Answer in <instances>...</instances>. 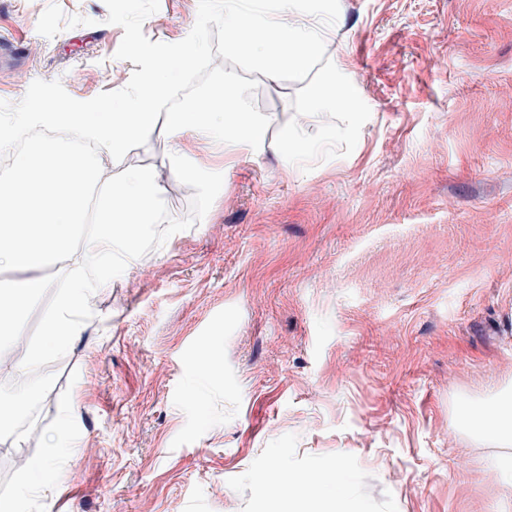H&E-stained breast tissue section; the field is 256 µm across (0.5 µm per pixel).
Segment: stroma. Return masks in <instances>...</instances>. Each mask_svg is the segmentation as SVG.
<instances>
[{"label": "stroma", "mask_w": 512, "mask_h": 512, "mask_svg": "<svg viewBox=\"0 0 512 512\" xmlns=\"http://www.w3.org/2000/svg\"><path fill=\"white\" fill-rule=\"evenodd\" d=\"M198 0H160L144 34L175 43ZM103 0H0V39L25 36L0 79L18 103L37 79L80 101L123 88V28ZM343 61L356 121L314 125L312 161L278 146L322 71ZM266 150L178 198L170 155L135 149L169 189L127 274L96 289L83 341L43 361L37 415L0 435V461L43 453L64 407L78 445L51 502L0 475L19 512H268L272 461L341 458L350 512H512L489 468L504 446L459 409L512 387V0H340L306 80L260 79ZM215 358L217 378L200 365ZM24 445H17V438Z\"/></svg>", "instance_id": "obj_1"}]
</instances>
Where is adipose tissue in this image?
Listing matches in <instances>:
<instances>
[{"instance_id":"1","label":"adipose tissue","mask_w":512,"mask_h":512,"mask_svg":"<svg viewBox=\"0 0 512 512\" xmlns=\"http://www.w3.org/2000/svg\"><path fill=\"white\" fill-rule=\"evenodd\" d=\"M205 54L203 43L196 39L171 46L152 65L134 99L103 112L97 120L49 102L44 111L0 121L1 149L14 142L17 132L34 134L40 128L67 131L96 148L95 158L90 159L61 141L34 135L30 145L15 154L10 175L0 180V266L28 273L13 283H0V348L15 352L12 368L16 373H26L40 361L66 352L81 338L94 309L88 271L96 270L104 286L123 277L134 260L141 228L163 220L160 201L165 185L157 169L132 166L116 175L110 168L112 159L148 146L156 138L186 133L220 148L228 159L265 150L266 123L250 110L234 74H225L220 94L200 106L160 112L171 91L170 66L191 71ZM329 83L325 75L309 87L302 113L283 130L279 148L288 157L312 154L314 147L305 137L308 127L322 123L336 109L351 108V89L341 85L328 95L324 89ZM56 264L62 267L65 289L40 343L24 344L15 323L47 286L41 270ZM461 414L476 435L512 443L511 396L465 403ZM74 415V409L65 410L59 432L43 454L25 459L23 495L52 497L59 480L58 461L73 445L69 428ZM343 483L338 458L318 462L305 472L276 462L263 474L258 491L272 503L273 512H295L303 499L328 500L339 510Z\"/></svg>"}]
</instances>
